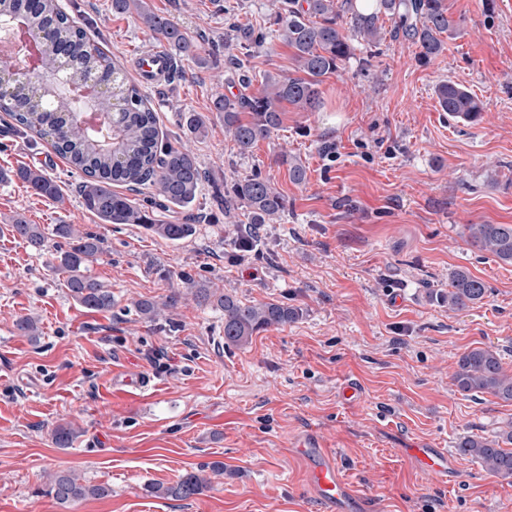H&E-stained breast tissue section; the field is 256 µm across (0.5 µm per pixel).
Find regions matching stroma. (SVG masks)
<instances>
[{"mask_svg": "<svg viewBox=\"0 0 512 512\" xmlns=\"http://www.w3.org/2000/svg\"><path fill=\"white\" fill-rule=\"evenodd\" d=\"M148 2L203 45L209 66L184 58L166 80L141 81L136 57L163 37L136 14L114 13L112 0H60L137 83L161 131L182 133L185 112L206 117L205 137L184 141L206 172L194 205L202 219L177 244L136 224L101 223L81 203L80 173L50 141L17 136L0 112V512H324L303 494L304 464L290 448L309 432L369 491L365 512H512V478L457 449L512 422V404L465 397L452 381L460 355L477 346L497 350L512 373V266L464 232L512 224V0H447L460 33L427 63L382 18V41L355 43L325 78L320 110L286 109L244 157L212 104L243 93V77L292 74L274 0ZM243 29L262 46L242 47ZM444 81L483 102L477 121L441 110L435 88ZM284 151L306 166V183L279 164ZM21 166L51 176L63 202L11 178ZM253 173L274 182L287 208L253 251L240 252L232 240L242 217L225 214L224 188ZM17 216L44 227L42 255L13 238L7 221ZM58 224L104 239L91 273L111 288L112 311L82 307L51 267ZM461 269L489 292L458 312L435 293ZM187 277L299 316L225 348L223 312L198 302ZM143 299L165 304L160 320L139 316ZM24 316L38 320V337L17 331ZM116 370L146 373L155 388L110 393ZM349 382L358 388L350 400ZM64 422L80 430L69 448L50 435ZM409 448L446 449L454 478L419 474ZM214 462L224 473L202 495L149 491ZM61 470L110 493L60 505L43 488Z\"/></svg>", "mask_w": 512, "mask_h": 512, "instance_id": "35a3bbf8", "label": "stroma"}]
</instances>
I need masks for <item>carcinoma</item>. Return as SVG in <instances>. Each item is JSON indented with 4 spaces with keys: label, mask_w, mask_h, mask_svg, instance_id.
Returning a JSON list of instances; mask_svg holds the SVG:
<instances>
[{
    "label": "carcinoma",
    "mask_w": 512,
    "mask_h": 512,
    "mask_svg": "<svg viewBox=\"0 0 512 512\" xmlns=\"http://www.w3.org/2000/svg\"><path fill=\"white\" fill-rule=\"evenodd\" d=\"M136 11L141 23L162 35L175 54L206 62L202 47L177 24L145 7L144 0H112V11L126 14ZM278 40L292 50L296 75L285 76L267 72L260 88L252 95L221 96L213 102V111L224 121L226 132L242 156L250 154L261 140L282 123V104L287 103L302 112H315L322 104L320 86L325 77L338 71L353 55V42L374 43L381 39L380 16L397 23L398 29L419 49V57L430 61L445 49L443 36H454L458 22L448 15L446 0H373L367 5L357 0H281L278 7ZM25 14L30 30L50 28L65 43L66 61L61 66L47 57L42 68L48 70L52 85L62 84L58 97L45 96L38 82L27 83V92L0 96V112L9 116L12 129L25 138L33 135L44 139L52 135L51 125L60 116L45 112L53 108L67 114L68 134L53 141L55 152L74 170L83 174L78 191L82 205L103 224H140L154 235L178 243L193 233L187 222L156 219L154 210L169 206L189 207L196 199L204 173L196 156L172 143L160 133L158 118L147 105L135 84L125 81L122 71L102 48L91 42L86 31L73 24L62 10L59 0H37L28 5L24 0H0V42L20 56L28 47L19 33L11 30L14 15ZM112 74L109 92L99 98L95 109L112 116V125L96 127L72 117L86 109L81 99L70 97L69 86L78 84L96 73ZM442 111L465 122H472L483 112V104L465 87L442 82L435 88ZM182 127L196 137L206 132L205 119L195 112L182 115ZM279 162L288 166L290 179L302 184L307 179L306 167L286 152ZM16 176L35 194L63 202L59 185L41 170L21 167ZM115 185L133 186L140 193L150 186V200L141 204L113 190ZM286 199L270 179L258 174L238 178L224 188V209L243 211L249 224L247 235L237 239L236 247L250 248L258 230L281 215ZM12 236L40 251L45 242L39 224H29L22 218L11 219ZM468 242L505 265L512 266V224H468ZM55 235L64 240L57 251L56 269L67 274L65 286L71 296L91 311H110L114 305L112 290L91 274V266L105 252L104 240L75 224H57ZM195 289L198 301L224 312V347L240 346L259 330L284 326L298 317V311L278 302L251 303L224 292L197 288L192 280L185 281ZM488 292L486 283L464 270L448 279V287L436 292V298L448 308L462 311L481 302ZM457 391L466 397L490 395L512 403V374L503 367L500 354L489 347H474L462 353L453 374ZM54 443L69 448L78 437L70 424H59L51 431ZM512 444V423L509 429L496 435L468 437L461 441V452L478 459L492 474L512 478V450L502 447ZM209 478L201 471L184 473L171 486L154 484L152 493L187 500L203 494ZM44 493L59 504H70L108 494L107 487L86 483L73 471H60L50 476Z\"/></svg>",
    "instance_id": "1"
}]
</instances>
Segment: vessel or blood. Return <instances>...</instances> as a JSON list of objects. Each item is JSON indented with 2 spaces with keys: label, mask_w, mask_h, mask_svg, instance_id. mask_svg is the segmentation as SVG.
<instances>
[{
  "label": "vessel or blood",
  "mask_w": 512,
  "mask_h": 512,
  "mask_svg": "<svg viewBox=\"0 0 512 512\" xmlns=\"http://www.w3.org/2000/svg\"><path fill=\"white\" fill-rule=\"evenodd\" d=\"M169 60L164 51L148 54L140 61V74L149 81H157L168 75ZM112 389L125 393L141 394L151 387L149 377L124 372L113 373ZM294 451L308 464L307 491L326 504L329 512H357L363 501L351 482L343 477L335 455L328 451L318 437L308 434L293 444ZM417 469L428 474L447 477L450 469L448 453L442 448H414L410 451Z\"/></svg>",
  "instance_id": "obj_1"
}]
</instances>
